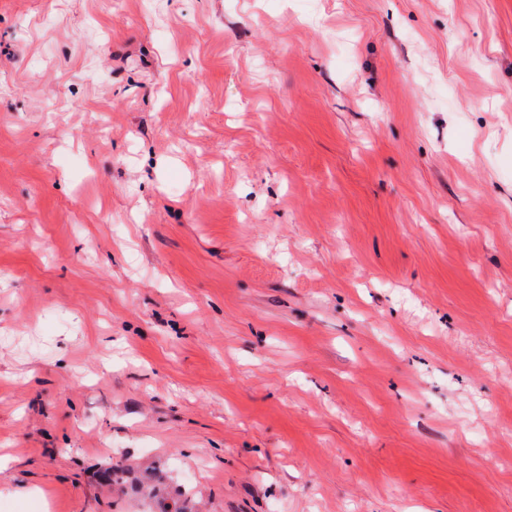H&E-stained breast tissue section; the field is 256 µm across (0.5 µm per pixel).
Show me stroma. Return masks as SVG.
<instances>
[{
    "label": "stroma",
    "instance_id": "obj_1",
    "mask_svg": "<svg viewBox=\"0 0 512 512\" xmlns=\"http://www.w3.org/2000/svg\"><path fill=\"white\" fill-rule=\"evenodd\" d=\"M0 512H512V0H0Z\"/></svg>",
    "mask_w": 512,
    "mask_h": 512
}]
</instances>
